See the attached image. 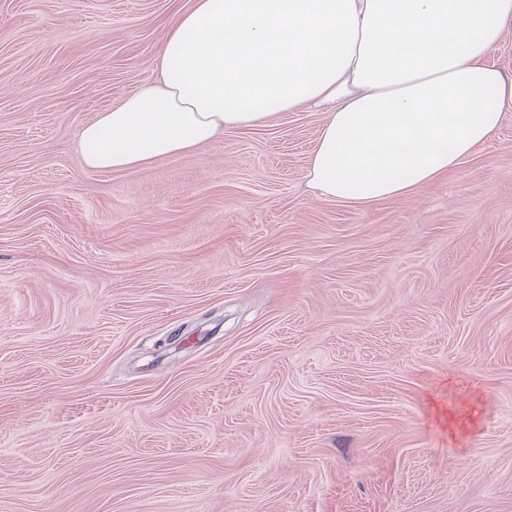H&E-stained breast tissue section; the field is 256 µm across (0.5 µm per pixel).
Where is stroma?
<instances>
[{"mask_svg":"<svg viewBox=\"0 0 512 512\" xmlns=\"http://www.w3.org/2000/svg\"><path fill=\"white\" fill-rule=\"evenodd\" d=\"M188 0H0V512H512V111L317 198L302 107L84 167Z\"/></svg>","mask_w":512,"mask_h":512,"instance_id":"35a3bbf8","label":"stroma"}]
</instances>
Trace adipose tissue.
Returning <instances> with one entry per match:
<instances>
[{
    "instance_id": "ef3b65f1",
    "label": "adipose tissue",
    "mask_w": 512,
    "mask_h": 512,
    "mask_svg": "<svg viewBox=\"0 0 512 512\" xmlns=\"http://www.w3.org/2000/svg\"><path fill=\"white\" fill-rule=\"evenodd\" d=\"M510 23L512 0H190L156 80L85 124L79 154L93 170L144 168L313 106L317 197H404L462 165L512 110V76L487 62Z\"/></svg>"
}]
</instances>
